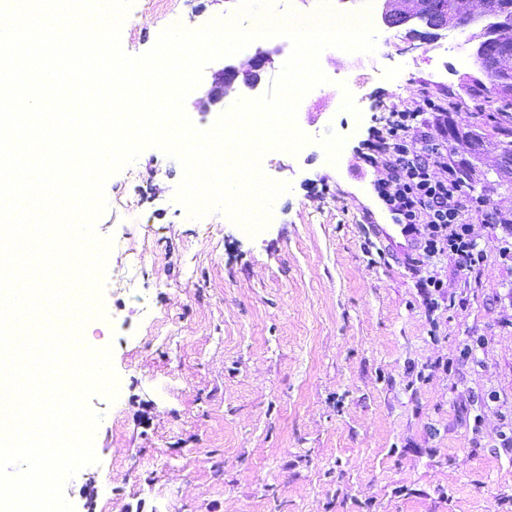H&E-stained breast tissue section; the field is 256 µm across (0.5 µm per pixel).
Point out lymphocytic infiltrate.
<instances>
[{
  "label": "lymphocytic infiltrate",
  "mask_w": 512,
  "mask_h": 512,
  "mask_svg": "<svg viewBox=\"0 0 512 512\" xmlns=\"http://www.w3.org/2000/svg\"><path fill=\"white\" fill-rule=\"evenodd\" d=\"M363 146L378 199L394 223L416 232L420 255L443 256L463 268L479 265L484 249L473 234L476 217L512 235V213L467 198L466 171L448 157V108L430 89L392 102Z\"/></svg>",
  "instance_id": "obj_1"
}]
</instances>
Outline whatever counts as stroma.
Returning a JSON list of instances; mask_svg holds the SVG:
<instances>
[{"label": "stroma", "mask_w": 512, "mask_h": 512, "mask_svg": "<svg viewBox=\"0 0 512 512\" xmlns=\"http://www.w3.org/2000/svg\"><path fill=\"white\" fill-rule=\"evenodd\" d=\"M239 0H132L121 29L137 56L179 19L202 27ZM477 26L415 37L387 52L338 59L355 110L331 86L307 93L297 152H267L290 190L249 235L222 211L195 220L176 201L180 162L146 148L106 183L95 223L112 241L101 306L85 343L111 350L122 384L89 401L96 464L65 486L74 512H512V261L501 231L474 224L486 257L390 265L361 224L357 153L392 101L447 93L458 127L487 121L471 98ZM344 148L327 168L328 143ZM467 195L512 209L493 159L474 165ZM447 279L428 313L417 281ZM471 357H461L463 349Z\"/></svg>", "instance_id": "1"}]
</instances>
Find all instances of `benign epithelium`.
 <instances>
[{
  "label": "benign epithelium",
  "instance_id": "1",
  "mask_svg": "<svg viewBox=\"0 0 512 512\" xmlns=\"http://www.w3.org/2000/svg\"><path fill=\"white\" fill-rule=\"evenodd\" d=\"M398 14L400 24L412 26L422 21L420 6H408L401 0H384L381 18L384 24H390L391 15ZM282 46L271 45L256 48L247 58L237 62L225 61L222 68L211 74L204 93L194 102L200 112L224 111L225 96L228 88L240 82L238 94L247 99L255 98L262 83V73L273 67L274 57L281 54Z\"/></svg>",
  "mask_w": 512,
  "mask_h": 512
}]
</instances>
